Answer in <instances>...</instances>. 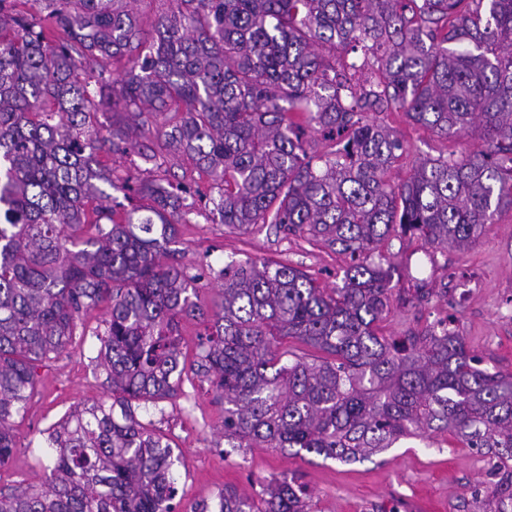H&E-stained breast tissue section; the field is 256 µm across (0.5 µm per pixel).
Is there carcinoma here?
Listing matches in <instances>:
<instances>
[{"mask_svg":"<svg viewBox=\"0 0 512 512\" xmlns=\"http://www.w3.org/2000/svg\"><path fill=\"white\" fill-rule=\"evenodd\" d=\"M17 2L0 0V467L37 368L102 303L97 362L112 402L47 429L49 482L0 496V512H175L174 450L135 406L174 396L178 319L203 315L195 278L162 262L191 191L175 174L131 185L96 168L169 112L181 118L157 130L162 149L139 157L204 168L218 189L206 218L241 233L270 224L348 259L334 288L280 262L219 272L197 372L224 399V440L355 463L446 433L488 449L512 497V374L482 367L441 320L398 339L379 327L393 240L462 251L512 209V0H171L148 41L140 0ZM118 56L130 64L120 81ZM109 109L124 120L105 125ZM384 112L444 140L477 131L482 145L427 158L395 185L404 144ZM312 126L329 150L308 152ZM110 189L141 200L120 222ZM285 339L325 357L306 361ZM194 512L314 508L292 478L255 498L226 488Z\"/></svg>","mask_w":512,"mask_h":512,"instance_id":"1","label":"carcinoma"}]
</instances>
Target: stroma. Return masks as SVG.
<instances>
[{"label": "stroma", "mask_w": 512, "mask_h": 512, "mask_svg": "<svg viewBox=\"0 0 512 512\" xmlns=\"http://www.w3.org/2000/svg\"><path fill=\"white\" fill-rule=\"evenodd\" d=\"M384 121L406 145L390 171L396 183L407 180L424 158L442 153L461 157L481 146L475 137L442 140L399 112L385 113ZM167 166L200 189L189 198L194 212L180 225L175 247L188 275L199 278L203 306L218 297V271L249 258L297 267L324 288L340 284L343 255L267 225L239 233L206 220L204 204L216 193L210 177L182 155L169 157ZM391 250L395 288L407 290L414 276L430 279L437 293L421 303L395 304L381 324L383 334L401 336L447 318L484 367L512 374V210L498 213L479 242L462 253H435L407 241L393 242ZM105 318V307L92 311L85 319L87 336L75 337L59 357L40 368L25 413L13 419L18 449L0 467V492L44 484L53 454L44 445V430L75 407L109 399L104 376L94 368L100 347L96 334L103 331ZM210 329L206 319H180L189 373L172 399L137 410L139 420L164 435L180 456L179 512L213 501L227 486L248 493L254 486L291 477L308 487L318 512H512V500L492 492L496 476L488 455L459 447L446 434L403 441L371 460L351 464L271 448H229L222 433L224 403L212 383L193 371L199 339Z\"/></svg>", "instance_id": "obj_1"}]
</instances>
